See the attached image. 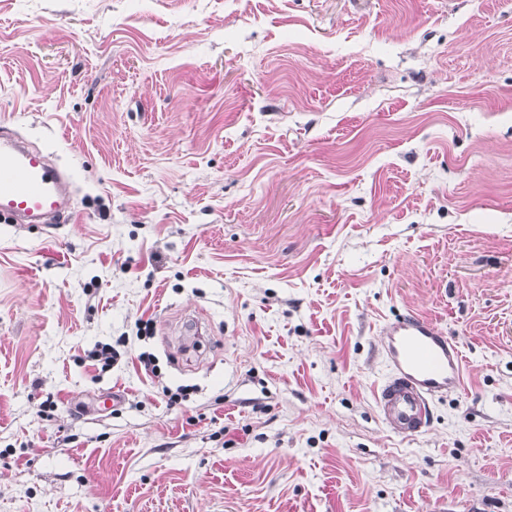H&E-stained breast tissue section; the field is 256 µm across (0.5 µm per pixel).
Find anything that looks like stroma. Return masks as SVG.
<instances>
[{"mask_svg":"<svg viewBox=\"0 0 512 512\" xmlns=\"http://www.w3.org/2000/svg\"><path fill=\"white\" fill-rule=\"evenodd\" d=\"M1 120L77 215L0 223V512H512V0H0ZM383 335L386 375L377 389V408L393 435L416 436L428 427L435 398L462 390V350L455 339L420 314L389 320Z\"/></svg>","mask_w":512,"mask_h":512,"instance_id":"35a3bbf8","label":"stroma"}]
</instances>
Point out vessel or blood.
Wrapping results in <instances>:
<instances>
[{
	"instance_id": "obj_1",
	"label": "vessel or blood",
	"mask_w": 512,
	"mask_h": 512,
	"mask_svg": "<svg viewBox=\"0 0 512 512\" xmlns=\"http://www.w3.org/2000/svg\"><path fill=\"white\" fill-rule=\"evenodd\" d=\"M69 191L68 173L1 121L0 222H69L74 214ZM383 335L386 375L377 389V408L389 432L412 437L428 427L436 398L462 390L464 357L455 339L419 314L389 320Z\"/></svg>"
}]
</instances>
